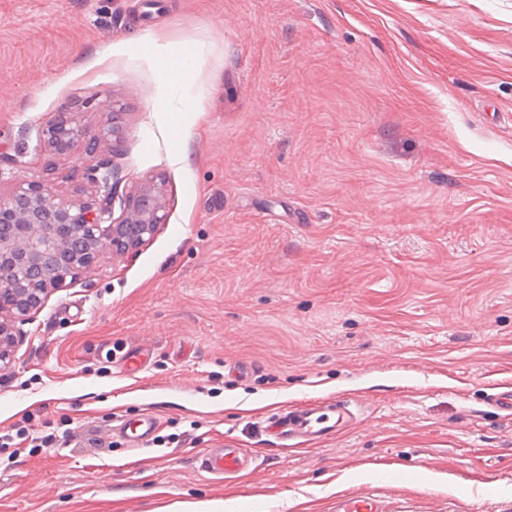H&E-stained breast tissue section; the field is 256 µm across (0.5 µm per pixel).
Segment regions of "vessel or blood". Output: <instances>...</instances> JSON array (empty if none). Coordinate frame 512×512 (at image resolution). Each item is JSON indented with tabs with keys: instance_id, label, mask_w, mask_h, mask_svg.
<instances>
[{
	"instance_id": "1",
	"label": "vessel or blood",
	"mask_w": 512,
	"mask_h": 512,
	"mask_svg": "<svg viewBox=\"0 0 512 512\" xmlns=\"http://www.w3.org/2000/svg\"><path fill=\"white\" fill-rule=\"evenodd\" d=\"M357 419L342 401L327 405H302L273 414L265 423V433L276 439L295 441L316 435H329L352 425ZM157 425L154 416L145 414L136 420H119L113 430L127 446L137 449L152 437ZM255 457L247 448H208L199 458V467L213 478L221 480L250 470ZM330 512H395L392 501L385 494L368 489H357L336 495Z\"/></svg>"
}]
</instances>
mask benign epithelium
I'll use <instances>...</instances> for the list:
<instances>
[{"label": "benign epithelium", "instance_id": "7a95c632", "mask_svg": "<svg viewBox=\"0 0 512 512\" xmlns=\"http://www.w3.org/2000/svg\"><path fill=\"white\" fill-rule=\"evenodd\" d=\"M118 113L106 116L95 134L68 111L57 112L42 129L40 147L69 156L78 147L102 159L86 179L103 190L86 199L56 192L45 180L16 176L11 192L0 195V371L12 368L21 336L18 324L29 320L67 279L91 275L106 254L121 257L151 241L167 221L164 178L147 177L112 207V155L124 138Z\"/></svg>", "mask_w": 512, "mask_h": 512}]
</instances>
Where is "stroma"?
<instances>
[{"mask_svg":"<svg viewBox=\"0 0 512 512\" xmlns=\"http://www.w3.org/2000/svg\"><path fill=\"white\" fill-rule=\"evenodd\" d=\"M147 40L202 44L198 121L154 111ZM65 107L92 131L120 112L117 190L164 176L168 220L23 325L0 432L73 436L0 466V512H327L389 481L399 512H512L489 401L512 387V0H0L1 193L16 172L93 194L96 157L39 148ZM138 345L137 373L108 355ZM336 399L360 414L337 437L259 427ZM145 412L134 451L112 426ZM224 446L254 471L197 470Z\"/></svg>","mask_w":512,"mask_h":512,"instance_id":"stroma-1","label":"stroma"}]
</instances>
